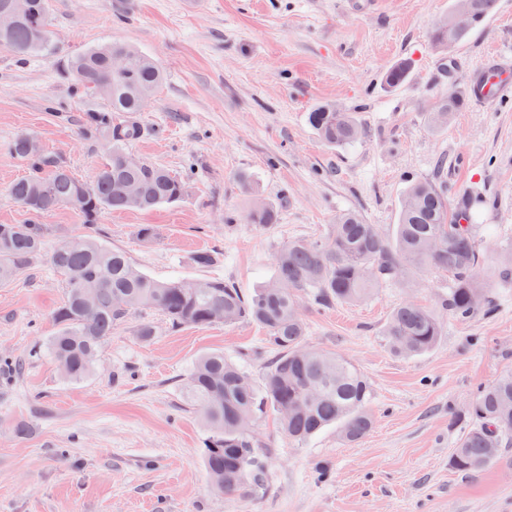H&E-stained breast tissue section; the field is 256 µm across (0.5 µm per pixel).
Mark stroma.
Instances as JSON below:
<instances>
[{"instance_id":"obj_1","label":"stroma","mask_w":512,"mask_h":512,"mask_svg":"<svg viewBox=\"0 0 512 512\" xmlns=\"http://www.w3.org/2000/svg\"><path fill=\"white\" fill-rule=\"evenodd\" d=\"M50 3L56 52L22 61L0 48V224L29 219L8 194L27 172L4 149L15 135L93 180L108 147L81 138L77 118L109 103L77 89L66 64L112 41L137 47L165 74L137 116L144 134L131 152L177 175L193 167L194 177L181 201L149 213L107 210L89 225L57 209L45 218L49 245L90 234L155 279L215 275L251 296L274 277L281 245L322 237L342 212L391 229L408 185L431 179L444 155L449 206L482 197L485 253L512 249V98L467 99L487 53L512 56V0H498L446 57L430 33L453 0H380L362 13L345 0ZM404 60L406 79L387 85ZM451 93L460 100L452 122L432 127L430 106ZM321 104L354 113L359 140L324 144L308 121ZM255 193L279 210L278 224L246 222ZM143 224L153 238L139 235ZM201 251L220 252L221 264L197 267ZM447 290V277L428 273L383 282L357 303L317 307L302 296L307 343L349 358L367 377L372 428L356 443L330 426L299 444L265 410L254 423L265 487L244 498L210 484L207 425L184 379L199 358L221 351L261 383L264 330L250 322L174 330L158 313H137L113 329L93 372L68 382L40 351L65 292L38 258L0 282V359L26 360L20 374L0 373V512H512V447L473 473L449 464L474 424L477 390L512 370V279L496 284L492 313L466 319L442 307ZM407 299L432 310L443 334L432 350L403 357L390 351L385 329ZM145 321L154 327L148 341L137 334Z\"/></svg>"}]
</instances>
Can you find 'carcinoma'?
I'll use <instances>...</instances> for the list:
<instances>
[{"mask_svg":"<svg viewBox=\"0 0 512 512\" xmlns=\"http://www.w3.org/2000/svg\"><path fill=\"white\" fill-rule=\"evenodd\" d=\"M475 27L482 26L497 0H466ZM17 11L19 20L0 48L19 57L51 52L50 0H0V9ZM469 32L448 28V19L432 30L434 46L447 51ZM127 58L124 69H112V59ZM75 83L104 96L108 112L84 115L79 132L86 140L109 144L106 163L90 182L74 176L67 162L41 152L31 153L26 135L16 136L8 153L23 162L28 174L11 184L9 195L33 220L27 224H0V281L29 268L44 250L50 226L41 222L46 212L68 207L85 223L94 224L104 210L149 212L182 199L189 179L171 173L148 159L134 156L128 145L143 129L136 121H116L112 113L134 115L141 102L153 99L162 81L158 64L136 47L110 43L91 48L70 64ZM459 100L448 96L436 102L429 121L448 125ZM309 122L327 145L345 147L360 135L351 112L320 105ZM135 183L130 195L123 185ZM247 219L259 227L279 222L277 208L257 199ZM449 217L448 199L433 181L409 185L401 202L399 223L391 233L378 224H366L360 214L336 216L326 234L315 241L295 239L275 255V276L251 298L233 283L207 277L160 281L135 267L126 254L92 236H77L56 245L48 262L63 276L66 298L56 309V332L47 350L67 381H79L94 369L112 328L135 311L156 310L173 329L207 328L252 321L262 326L266 348L273 352L261 385L242 386L244 371L222 353L200 358L186 378L189 405L200 411L209 435L204 443L209 479L220 490L239 496L259 491L264 463L252 417L271 408L289 439L304 442L334 425L346 443L357 442L371 429L367 411L370 388L362 371L334 352L305 345L306 322L298 297L309 293L314 304L354 303L368 298L384 281L403 280L411 271L437 270L448 276L443 306L458 318H468L494 307L491 283L509 275L506 265L490 264L482 252L477 225ZM443 333L438 317L414 302L394 308L385 336L391 350L403 356L434 348ZM476 424L456 444L450 465L473 472L493 461L488 449L512 446V372L482 389L469 406Z\"/></svg>","mask_w":512,"mask_h":512,"instance_id":"carcinoma-1","label":"carcinoma"}]
</instances>
